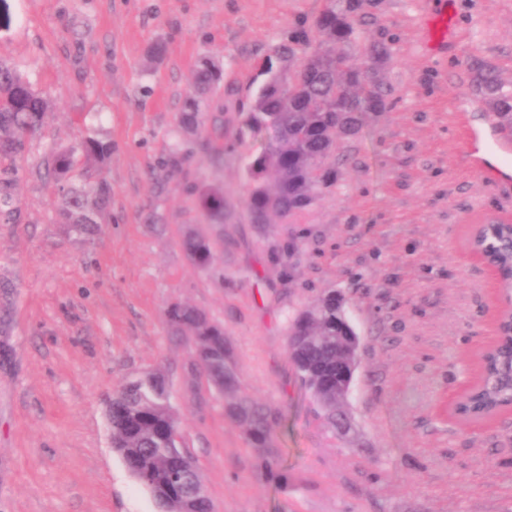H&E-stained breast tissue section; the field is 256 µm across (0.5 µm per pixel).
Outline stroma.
Instances as JSON below:
<instances>
[{
	"label": "stroma",
	"mask_w": 512,
	"mask_h": 512,
	"mask_svg": "<svg viewBox=\"0 0 512 512\" xmlns=\"http://www.w3.org/2000/svg\"><path fill=\"white\" fill-rule=\"evenodd\" d=\"M393 59L387 111L339 142L335 188L288 224L250 223L246 165L263 140L235 108L271 48L323 0H0V58L49 103L9 169L21 209L0 223V512H156L111 445L106 402L129 377L162 373L185 452L213 512H512V414L472 425L449 404L494 338L498 285L469 255L480 214L512 218V183L476 173L453 98L472 99L478 58L512 83V0H377ZM456 15V41L431 55L424 19ZM161 42L163 60L149 49ZM219 87L213 124L185 134L179 115L197 61ZM110 141L104 223H62L43 162L89 133ZM227 144L221 163L209 148ZM188 166L167 168L175 146ZM224 189V221L205 223L192 180ZM215 248L202 272L182 248ZM342 294L360 346L339 435L288 356L291 319ZM221 322L240 392L277 418L272 469L226 398L192 360L194 337L164 311ZM182 247L197 269L210 271L213 268L216 258L207 238L188 235L182 240Z\"/></svg>",
	"instance_id": "1"
}]
</instances>
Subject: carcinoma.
I'll use <instances>...</instances> for the list:
<instances>
[{"mask_svg": "<svg viewBox=\"0 0 512 512\" xmlns=\"http://www.w3.org/2000/svg\"><path fill=\"white\" fill-rule=\"evenodd\" d=\"M375 16L363 11L361 0H324L313 23H297L283 41L271 49L280 65L267 58L262 80L250 96L243 125L252 134L266 135L262 153L247 164L249 192L246 214L253 224H266L272 214L293 220L336 186L338 171L333 156L337 139L353 137L370 114L386 109L387 91L381 71L393 58L391 42L370 39L365 25ZM471 81L483 96L496 126L512 137V87L502 83L491 66L475 61ZM222 80V70L204 59L196 83L206 93ZM48 110V102L17 70L0 59V158L26 148ZM204 122L201 98L188 96L180 118L190 130ZM112 156V144L88 135L80 146L51 155L47 171L60 190L63 223L84 227L102 223L112 202V188L102 170ZM84 182L74 183L75 170ZM12 181L0 178V218L11 220L18 210ZM202 215L208 224L224 223V189L198 186ZM502 271L501 287L512 290V245L500 237L489 239ZM182 247L193 265L209 271L215 254L207 238L188 235ZM168 324L189 328L198 339L199 352L209 359V374L222 392L238 387V376L224 338V325L197 310L172 304L165 310ZM290 336L306 337L312 373H301L313 397L327 412L333 428L343 413L336 393L319 395L320 377L336 367V295L328 294L301 311L288 328ZM482 410L512 402V345L501 339L497 352L472 397ZM112 416V448L129 472L150 490L159 512H212L201 474L178 448L173 433L178 421L169 404L165 377L153 373L127 381L107 405ZM227 415L246 427L249 438L264 447L270 438L272 415L246 394L227 406Z\"/></svg>", "mask_w": 512, "mask_h": 512, "instance_id": "carcinoma-1", "label": "carcinoma"}]
</instances>
